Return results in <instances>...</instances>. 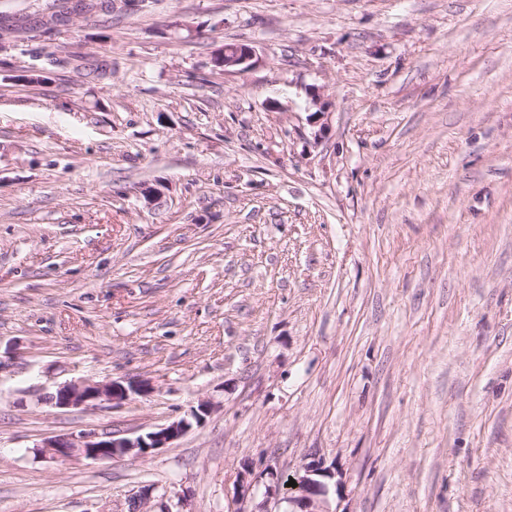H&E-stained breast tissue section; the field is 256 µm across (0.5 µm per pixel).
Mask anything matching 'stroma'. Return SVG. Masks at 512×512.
<instances>
[{
  "mask_svg": "<svg viewBox=\"0 0 512 512\" xmlns=\"http://www.w3.org/2000/svg\"><path fill=\"white\" fill-rule=\"evenodd\" d=\"M59 9L0 0V512L314 460L334 512H512V0ZM112 378L155 390L43 401ZM202 399L149 458L35 455ZM224 45V70L228 71L238 67L246 68L250 65V61L254 57V50L244 44H227ZM153 390L148 379L79 380L60 384L54 393L45 397V402L58 408L92 407L101 402L121 405L132 395H146Z\"/></svg>",
  "mask_w": 512,
  "mask_h": 512,
  "instance_id": "obj_1",
  "label": "stroma"
}]
</instances>
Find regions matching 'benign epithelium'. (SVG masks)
<instances>
[{
  "label": "benign epithelium",
  "mask_w": 512,
  "mask_h": 512,
  "mask_svg": "<svg viewBox=\"0 0 512 512\" xmlns=\"http://www.w3.org/2000/svg\"><path fill=\"white\" fill-rule=\"evenodd\" d=\"M254 57V50L244 44L224 47V70L238 67L246 68ZM153 390L152 383L147 379L70 381L59 385L55 392L45 397V402L58 408L92 407L102 402L121 405L133 395H146ZM192 428L185 417L145 434L135 437H117L113 434L100 433L95 430L79 434L59 435L52 437L39 449L43 451L40 458L50 463H65L74 460L102 461L124 455L145 458L160 448L169 447ZM270 484L266 486L265 501L273 500L276 504H287L289 512H330L324 499L325 485L317 477L330 474L317 463L303 466L296 471L293 480L297 486L282 493L278 480L280 474L271 466L265 468ZM251 470H245L240 476L238 495L235 508L231 512H270L265 505L259 509L248 507L253 502L252 489L254 482L249 480Z\"/></svg>",
  "instance_id": "7a95c632"
}]
</instances>
